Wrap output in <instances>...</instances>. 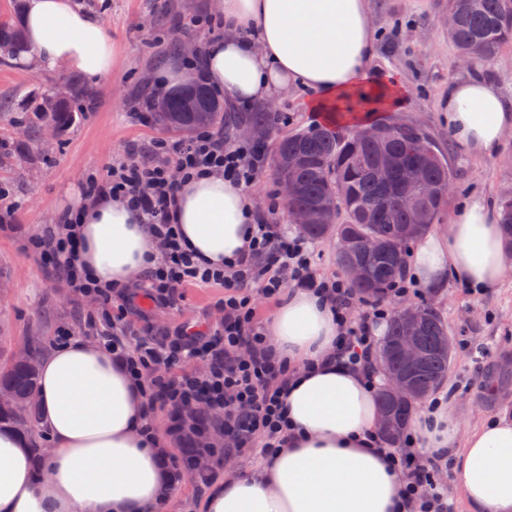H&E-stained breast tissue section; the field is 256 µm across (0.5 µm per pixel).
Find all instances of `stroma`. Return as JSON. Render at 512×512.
Masks as SVG:
<instances>
[{
    "label": "stroma",
    "instance_id": "35a3bbf8",
    "mask_svg": "<svg viewBox=\"0 0 512 512\" xmlns=\"http://www.w3.org/2000/svg\"><path fill=\"white\" fill-rule=\"evenodd\" d=\"M380 37L370 63L378 75L395 74L408 89L405 103L382 112L386 121L417 124L447 158L452 189L436 221L448 224L460 198L470 193L499 199L512 192V131L497 155L472 158L458 152L448 129L442 99L448 82L462 74L460 52L444 23L449 0H367ZM99 14L117 50L111 75L95 81L96 104L64 136L32 142L25 107L33 94L78 79V72L61 67L52 72L0 64V97L9 96L14 123L0 127V187L18 204L17 222L33 233L56 223L63 191L82 184L86 175L107 163L143 160L145 148L160 132L142 124L135 114L157 71L175 58V46L200 45L213 31L205 18H220L221 0H79ZM200 26H191L193 18ZM397 30L396 41L387 34ZM307 93L277 98L281 117L277 133L285 136L318 122L306 107ZM223 288L189 286L176 305L152 310L151 322L162 329L185 321L219 322ZM389 308L399 304L428 305L441 316L453 340L448 374L439 387L449 394L462 431L487 417H512V272L488 295L476 299L457 283L441 292L388 297ZM98 307L94 299H79L66 281L47 276L36 260L20 247L15 235L0 230V370L30 343L49 350L57 330L75 326L81 313Z\"/></svg>",
    "mask_w": 512,
    "mask_h": 512
}]
</instances>
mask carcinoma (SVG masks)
I'll return each mask as SVG.
<instances>
[{
    "label": "carcinoma",
    "mask_w": 512,
    "mask_h": 512,
    "mask_svg": "<svg viewBox=\"0 0 512 512\" xmlns=\"http://www.w3.org/2000/svg\"><path fill=\"white\" fill-rule=\"evenodd\" d=\"M451 10L457 16L456 28L449 33L459 51L470 58L487 62L499 50L512 43V0H452ZM26 49L23 31L8 21H0V63H8ZM71 94L49 111L44 107L54 99L49 91L33 97L28 105L33 131L46 122L55 124L63 133L75 126L85 111L93 106L96 94L78 81L70 82ZM192 97L199 111L185 108L182 89L161 99L165 107L155 108L153 122L161 130L190 137L200 128H224L241 122L271 130L278 123L274 112H242L229 116L224 105L209 89L196 85ZM382 138L370 142L363 138L364 127L355 125L347 132L313 126L278 140L281 173H292L299 181L294 200L297 207L308 208L323 198L334 195L336 213L324 224H311L301 229L308 239L318 240L336 229L349 241L348 249L339 253L345 265L356 262L366 269V276L352 287L363 295L381 296L405 270L407 244L426 233L434 223L445 201L443 188L450 181L448 164L428 135L409 124L398 127L376 123ZM418 163L426 168L432 185L430 195L419 200L426 221L415 223L413 217L398 205L397 199L411 192L399 178V168ZM500 224L506 245L512 249V199H499ZM381 237L386 247L378 253L366 250L365 240ZM407 335L405 319L395 313L389 322L381 349L393 352ZM416 342L424 351L421 365L410 371L400 358L392 356L391 369L409 376L415 393L426 396L447 376L453 341L440 315L430 307L417 308L414 330ZM23 398L38 390V374L28 364L14 363L0 373V391ZM380 406L390 415L392 425L385 432L389 441L397 442L409 421L408 407L380 394ZM0 419L11 421L28 432L37 423V411L30 407L9 406L0 410Z\"/></svg>",
    "instance_id": "1"
}]
</instances>
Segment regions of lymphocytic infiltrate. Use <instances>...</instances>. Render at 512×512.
Segmentation results:
<instances>
[{
  "label": "lymphocytic infiltrate",
  "instance_id": "lymphocytic-infiltrate-1",
  "mask_svg": "<svg viewBox=\"0 0 512 512\" xmlns=\"http://www.w3.org/2000/svg\"><path fill=\"white\" fill-rule=\"evenodd\" d=\"M266 160L260 142L206 129L186 143L153 140L146 160L112 163L89 177L84 189L89 200L104 195L126 200L153 227L161 260L138 283L107 288L77 269L81 243L68 227L78 223V214H60L56 227L28 235L24 244L25 252L64 279L77 298L98 301L86 324L142 382L149 414H166L167 433L178 451L166 453L164 462L178 482L190 475L211 486L225 460L256 446L266 453L286 443L284 388L290 372L264 340L255 294L272 298L290 286L322 292L340 317L336 359L351 368L372 363L373 326L389 316L384 299L362 298L349 282L317 274L308 241L261 217L248 252L225 268L207 267L187 252L173 222L182 181L221 172L249 186ZM193 283L223 288L219 323H183L152 336L128 334L124 321L140 313V301L173 306L182 288ZM385 453L406 478L405 512H454L437 479L441 457L423 455L406 440Z\"/></svg>",
  "mask_w": 512,
  "mask_h": 512
}]
</instances>
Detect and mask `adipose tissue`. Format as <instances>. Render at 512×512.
Listing matches in <instances>:
<instances>
[{
	"instance_id": "obj_1",
	"label": "adipose tissue",
	"mask_w": 512,
	"mask_h": 512,
	"mask_svg": "<svg viewBox=\"0 0 512 512\" xmlns=\"http://www.w3.org/2000/svg\"><path fill=\"white\" fill-rule=\"evenodd\" d=\"M224 35L202 56L205 76L236 107L291 91L308 92L323 113L353 89L372 98L363 120L400 106L399 79L372 77L378 32L365 0H223ZM23 28L36 70L59 66L92 79L111 74L116 49L103 23L76 0H27ZM448 128L462 154L492 156L512 130V97L469 68L448 83ZM62 208L78 209L85 244L78 265L103 285L121 287L159 257L152 229L126 201L84 199L66 189ZM256 218L244 185L220 173L186 182L175 222L194 253L224 266L247 251ZM494 202L469 195L444 228L416 241L410 275L436 289L453 281L475 296L508 270ZM268 343L294 369L285 394L288 443L250 471L216 483L201 512H402L405 478L374 451L379 388L334 360L336 313L320 293L290 289L266 325ZM40 428L35 451L14 428H0V512H153L175 486L162 461V434L146 430L141 387L124 362L83 336L38 363ZM455 417L436 399L410 420L415 448L451 460L471 512H512V420L490 417L455 452Z\"/></svg>"
}]
</instances>
